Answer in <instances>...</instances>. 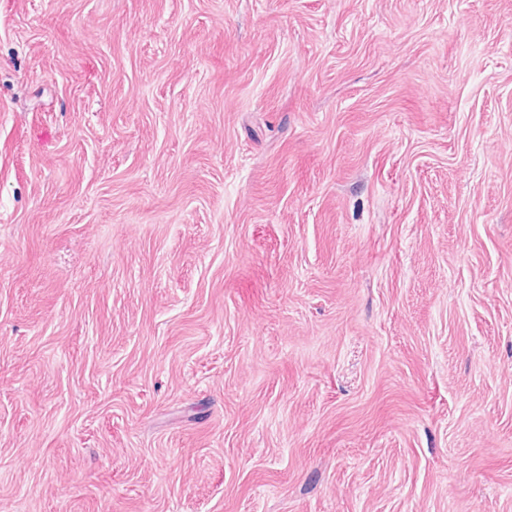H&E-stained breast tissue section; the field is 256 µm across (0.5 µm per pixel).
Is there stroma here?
Masks as SVG:
<instances>
[{"label": "stroma", "mask_w": 512, "mask_h": 512, "mask_svg": "<svg viewBox=\"0 0 512 512\" xmlns=\"http://www.w3.org/2000/svg\"><path fill=\"white\" fill-rule=\"evenodd\" d=\"M0 512H512V0H0Z\"/></svg>", "instance_id": "obj_1"}]
</instances>
